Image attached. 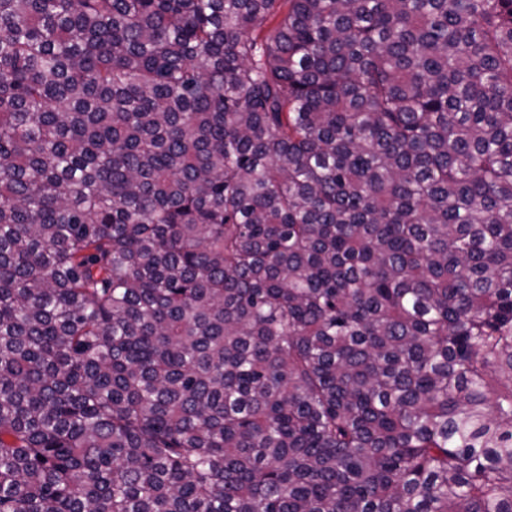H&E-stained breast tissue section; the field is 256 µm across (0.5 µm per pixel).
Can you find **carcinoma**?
<instances>
[{
  "mask_svg": "<svg viewBox=\"0 0 512 512\" xmlns=\"http://www.w3.org/2000/svg\"><path fill=\"white\" fill-rule=\"evenodd\" d=\"M0 512H512V0H0Z\"/></svg>",
  "mask_w": 512,
  "mask_h": 512,
  "instance_id": "1",
  "label": "carcinoma"
}]
</instances>
